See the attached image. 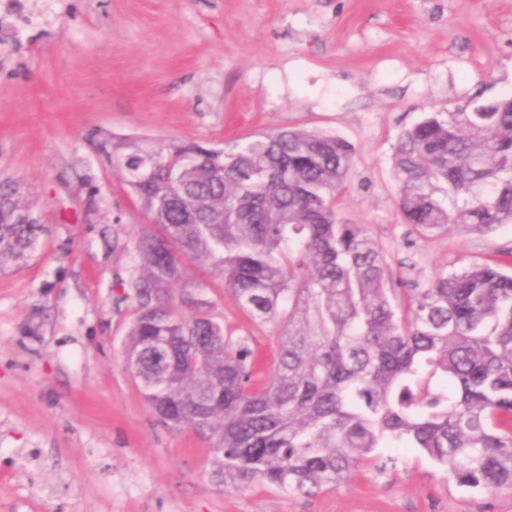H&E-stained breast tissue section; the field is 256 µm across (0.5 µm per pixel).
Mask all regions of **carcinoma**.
Wrapping results in <instances>:
<instances>
[{
    "instance_id": "obj_1",
    "label": "carcinoma",
    "mask_w": 512,
    "mask_h": 512,
    "mask_svg": "<svg viewBox=\"0 0 512 512\" xmlns=\"http://www.w3.org/2000/svg\"><path fill=\"white\" fill-rule=\"evenodd\" d=\"M353 154L334 133L297 128L222 148L118 142L113 162L148 218L114 240L131 257L125 361L160 423L215 440L211 471L226 487L313 496L396 466L375 454L386 442L461 486L512 490V273L437 271L397 313L382 247L338 209ZM392 172L417 236L511 224L512 98L431 113L400 134ZM443 187L460 199L451 209ZM43 233L20 184L0 178V270ZM190 265L280 326L265 368Z\"/></svg>"
}]
</instances>
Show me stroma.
<instances>
[{"mask_svg":"<svg viewBox=\"0 0 512 512\" xmlns=\"http://www.w3.org/2000/svg\"><path fill=\"white\" fill-rule=\"evenodd\" d=\"M512 97V0H0V176L47 232L0 271V512H512L420 452L312 497L216 482L208 438L161 424L124 361L130 257L146 221L118 139L224 142L296 127L355 147L339 201L382 246L403 306L438 270L505 259L512 224L411 238L391 158L432 112ZM225 326L273 359L216 276Z\"/></svg>","mask_w":512,"mask_h":512,"instance_id":"obj_1","label":"stroma"}]
</instances>
